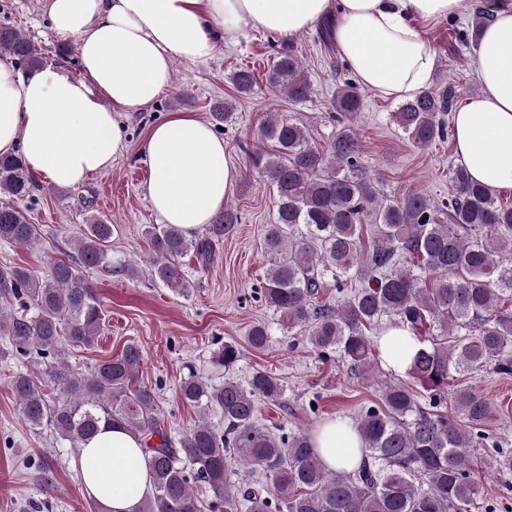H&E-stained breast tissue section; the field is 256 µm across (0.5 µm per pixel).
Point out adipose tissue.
Masks as SVG:
<instances>
[{
    "label": "adipose tissue",
    "mask_w": 512,
    "mask_h": 512,
    "mask_svg": "<svg viewBox=\"0 0 512 512\" xmlns=\"http://www.w3.org/2000/svg\"><path fill=\"white\" fill-rule=\"evenodd\" d=\"M467 0H45L53 34L78 41L82 77L43 67L19 74L0 62V155L21 154L33 175L58 187L84 182L119 154L121 114L170 84L172 65L202 63L243 29L286 39L330 21L355 81L410 100L436 66L421 22L456 17ZM480 91L453 114L459 162L495 191L512 187V0H496L474 47ZM145 192L162 223L193 235L224 208L239 171L211 126L181 113L153 126L143 147ZM323 464L353 469L362 440L350 419L313 435ZM86 494L105 512H138L151 484L143 443L124 427L102 428L80 454Z\"/></svg>",
    "instance_id": "adipose-tissue-1"
}]
</instances>
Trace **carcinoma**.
I'll use <instances>...</instances> for the list:
<instances>
[{
  "instance_id": "1",
  "label": "carcinoma",
  "mask_w": 512,
  "mask_h": 512,
  "mask_svg": "<svg viewBox=\"0 0 512 512\" xmlns=\"http://www.w3.org/2000/svg\"><path fill=\"white\" fill-rule=\"evenodd\" d=\"M0 53L28 71L43 65L40 49L12 25H0ZM229 80L239 97L256 84L245 67ZM266 83L290 102L309 99L311 79L294 45L277 53ZM458 98V85H436L401 104L396 122L414 146L426 148L449 135L446 117ZM330 106L337 126L325 144H316L304 124L272 112L247 151L276 207L262 237L268 268L261 298L322 357L337 355L368 382L382 375L370 333L389 319L419 344L405 372L411 382L381 383L379 401L358 422L362 458L347 471L325 468L305 432L259 423L258 400L278 402L286 393L266 371H254L244 385L189 374L181 398L198 420L176 441L160 426L155 392L136 385L141 351L133 343L83 377L52 365L60 390L54 405L34 376L15 375L11 389L30 428L46 425L77 449L102 426L118 424L141 438L152 493L139 512H464L482 493L470 475V448L473 439L488 438L484 427L496 409L469 376L489 366L512 375V206L463 166L453 169V191L442 206L423 193H385L382 178L367 174L347 124L362 109L355 82H337ZM33 189L20 156L0 157V242L40 241L17 205ZM240 220L228 206L197 239L171 224L145 225L156 256L151 278L189 294L193 284L179 258L191 250L206 260ZM112 234L113 225L94 221L75 241V259L54 260L38 273L0 267V301L19 308H0L3 356L34 352L46 359L98 342L101 305L83 270L112 269ZM268 342V326L252 325L251 348L262 351ZM239 358L238 347L226 343L212 364L231 369ZM212 411L223 416L224 430L207 420ZM233 452L265 482L243 488L233 481ZM193 481L209 500L193 493Z\"/></svg>"
}]
</instances>
